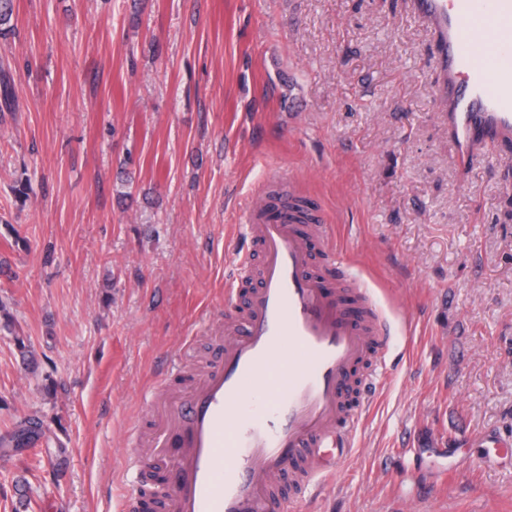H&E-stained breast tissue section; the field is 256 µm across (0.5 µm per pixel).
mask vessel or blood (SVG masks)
Returning a JSON list of instances; mask_svg holds the SVG:
<instances>
[{
    "instance_id": "b4317fda",
    "label": "vessel or blood",
    "mask_w": 512,
    "mask_h": 512,
    "mask_svg": "<svg viewBox=\"0 0 512 512\" xmlns=\"http://www.w3.org/2000/svg\"><path fill=\"white\" fill-rule=\"evenodd\" d=\"M435 32L436 98L462 164L488 139L512 138V0H413ZM253 250L225 291L220 365L174 401L160 400L180 447L170 512H290L277 481L301 494L335 474L371 406L390 352V326L346 261L325 246L313 269L309 228L320 218L296 194L240 218Z\"/></svg>"
}]
</instances>
